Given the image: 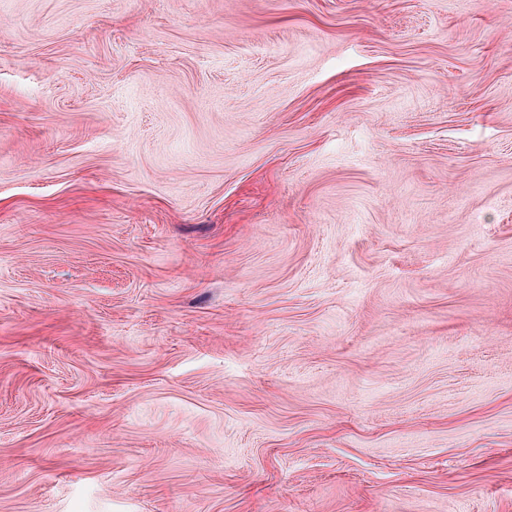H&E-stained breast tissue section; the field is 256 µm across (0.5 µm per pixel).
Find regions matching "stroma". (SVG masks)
<instances>
[{
    "label": "stroma",
    "mask_w": 512,
    "mask_h": 512,
    "mask_svg": "<svg viewBox=\"0 0 512 512\" xmlns=\"http://www.w3.org/2000/svg\"><path fill=\"white\" fill-rule=\"evenodd\" d=\"M0 512H512V0H0Z\"/></svg>",
    "instance_id": "stroma-1"
}]
</instances>
